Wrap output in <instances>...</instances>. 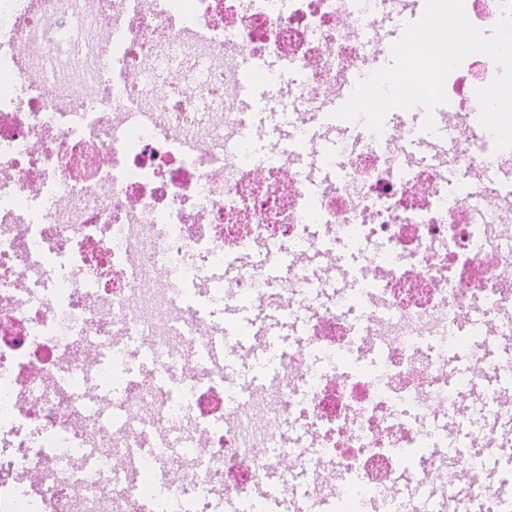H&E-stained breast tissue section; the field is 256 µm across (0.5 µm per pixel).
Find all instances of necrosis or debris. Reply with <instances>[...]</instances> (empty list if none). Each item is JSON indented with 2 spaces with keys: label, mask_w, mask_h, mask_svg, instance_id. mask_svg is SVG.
Instances as JSON below:
<instances>
[{
  "label": "necrosis or debris",
  "mask_w": 512,
  "mask_h": 512,
  "mask_svg": "<svg viewBox=\"0 0 512 512\" xmlns=\"http://www.w3.org/2000/svg\"><path fill=\"white\" fill-rule=\"evenodd\" d=\"M280 4L0 0V73L31 90L23 107L0 95V512H182L215 486L246 497L274 457L282 494L299 470L351 481L297 512H425L434 499L473 512L503 498L487 475L466 495L429 478L469 465L449 419L512 422L497 391L466 395L512 379V362L488 355L512 308V204L448 176L495 143L463 131L425 163L398 135L337 139L317 183L285 164L313 140L304 126L255 149L227 50L282 59L267 103L283 106L292 82L293 111L314 113L372 61L400 6ZM499 71L466 57L445 81L456 110L478 111ZM341 247L361 294L302 261ZM287 258L286 312L305 332L227 386L222 357L240 340L203 290L258 299ZM145 458L162 463L148 487Z\"/></svg>",
  "instance_id": "obj_1"
}]
</instances>
